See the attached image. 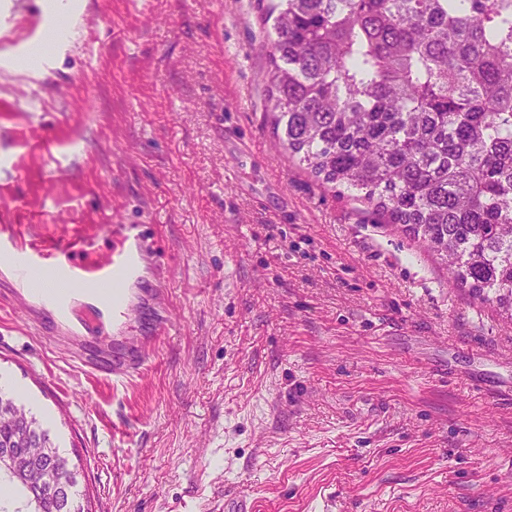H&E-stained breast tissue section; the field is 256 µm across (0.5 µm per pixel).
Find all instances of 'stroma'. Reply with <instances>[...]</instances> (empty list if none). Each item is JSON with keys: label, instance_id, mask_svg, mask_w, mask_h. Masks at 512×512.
Listing matches in <instances>:
<instances>
[{"label": "stroma", "instance_id": "35a3bbf8", "mask_svg": "<svg viewBox=\"0 0 512 512\" xmlns=\"http://www.w3.org/2000/svg\"><path fill=\"white\" fill-rule=\"evenodd\" d=\"M61 50L0 64V376L91 512H512V327L439 259L274 146L257 0H78ZM49 23L0 8V61ZM131 379L16 296L19 249L123 235ZM158 291L148 307L143 289ZM161 327L155 324L148 336H112V362L105 351L88 362L92 369L112 375V379L128 377L140 370Z\"/></svg>", "mask_w": 512, "mask_h": 512}]
</instances>
